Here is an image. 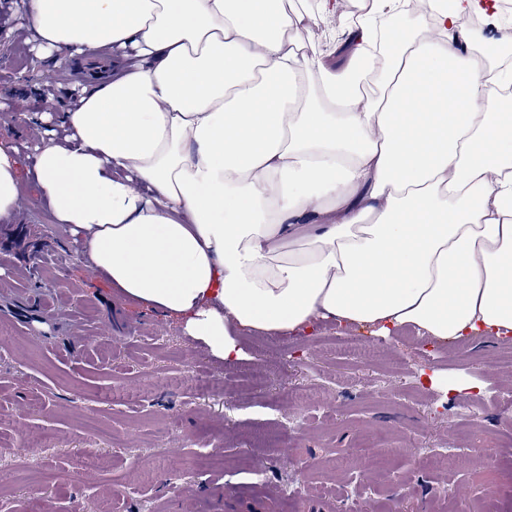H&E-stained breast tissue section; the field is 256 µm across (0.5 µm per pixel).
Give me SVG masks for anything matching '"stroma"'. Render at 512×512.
<instances>
[{
	"mask_svg": "<svg viewBox=\"0 0 512 512\" xmlns=\"http://www.w3.org/2000/svg\"><path fill=\"white\" fill-rule=\"evenodd\" d=\"M25 0H0V146L19 161L18 210L0 218V512H512V334L465 353L335 321L245 334L224 363L182 319L119 296L55 223L33 177L40 113L71 106L84 73L14 35ZM371 344L361 360L335 337ZM263 368L255 385L251 374ZM437 377L429 386L428 377ZM476 379L449 390V379ZM300 387L308 399H289ZM467 402L466 419L457 415ZM469 425L457 430L458 421ZM107 455L84 466L87 449ZM387 465L373 469L374 458ZM279 469L262 483L241 460ZM54 470L34 484L33 469Z\"/></svg>",
	"mask_w": 512,
	"mask_h": 512,
	"instance_id": "stroma-1",
	"label": "stroma"
}]
</instances>
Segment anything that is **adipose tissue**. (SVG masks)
Returning <instances> with one entry per match:
<instances>
[{
  "instance_id": "ef3b65f1",
  "label": "adipose tissue",
  "mask_w": 512,
  "mask_h": 512,
  "mask_svg": "<svg viewBox=\"0 0 512 512\" xmlns=\"http://www.w3.org/2000/svg\"><path fill=\"white\" fill-rule=\"evenodd\" d=\"M307 52L288 0H26L57 62L112 49L36 179L93 271L216 357L321 320L443 344L512 332V71L499 0Z\"/></svg>"
}]
</instances>
